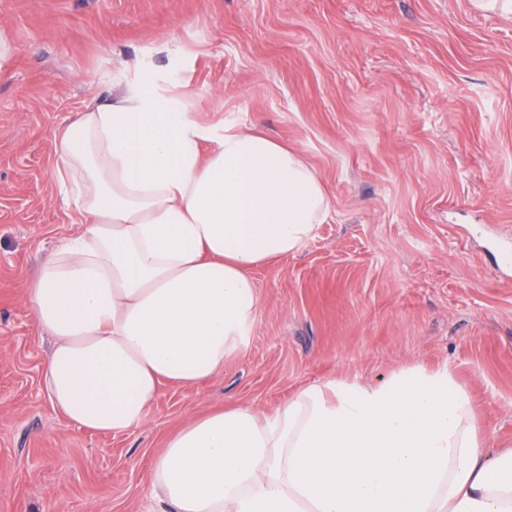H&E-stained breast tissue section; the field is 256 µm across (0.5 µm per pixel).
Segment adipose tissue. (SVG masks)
I'll use <instances>...</instances> for the list:
<instances>
[{
	"label": "adipose tissue",
	"mask_w": 512,
	"mask_h": 512,
	"mask_svg": "<svg viewBox=\"0 0 512 512\" xmlns=\"http://www.w3.org/2000/svg\"><path fill=\"white\" fill-rule=\"evenodd\" d=\"M184 92L133 86L54 133L82 219L26 291L54 343L47 396L78 429L144 426L162 383L191 387L242 351L256 267L300 249L331 209L299 150L199 122ZM153 512H512V448L489 453L448 369L312 385L267 415L190 420L153 462Z\"/></svg>",
	"instance_id": "1"
}]
</instances>
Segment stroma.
Instances as JSON below:
<instances>
[{
  "instance_id": "stroma-1",
  "label": "stroma",
  "mask_w": 512,
  "mask_h": 512,
  "mask_svg": "<svg viewBox=\"0 0 512 512\" xmlns=\"http://www.w3.org/2000/svg\"><path fill=\"white\" fill-rule=\"evenodd\" d=\"M0 512H147L154 456L211 410L274 412L330 381L449 369L490 449L512 448V14L471 0H0ZM139 61L204 122L298 148L331 210L254 271L245 350L162 385L123 436L69 425L42 378L51 339L24 301L78 230L54 133L123 95Z\"/></svg>"
}]
</instances>
